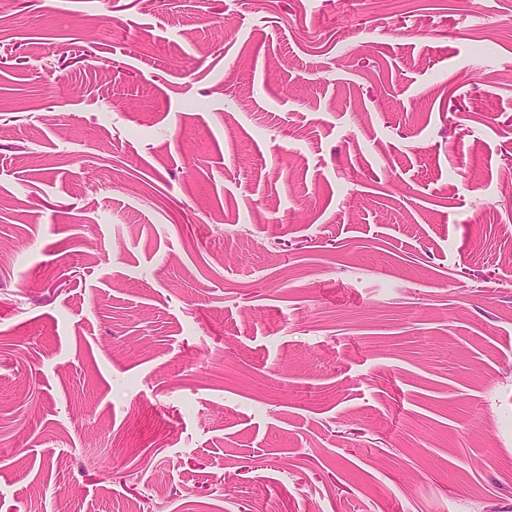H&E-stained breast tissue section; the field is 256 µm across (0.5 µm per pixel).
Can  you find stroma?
<instances>
[{"label": "stroma", "instance_id": "obj_1", "mask_svg": "<svg viewBox=\"0 0 512 512\" xmlns=\"http://www.w3.org/2000/svg\"><path fill=\"white\" fill-rule=\"evenodd\" d=\"M512 0H0V512H512Z\"/></svg>", "mask_w": 512, "mask_h": 512}]
</instances>
